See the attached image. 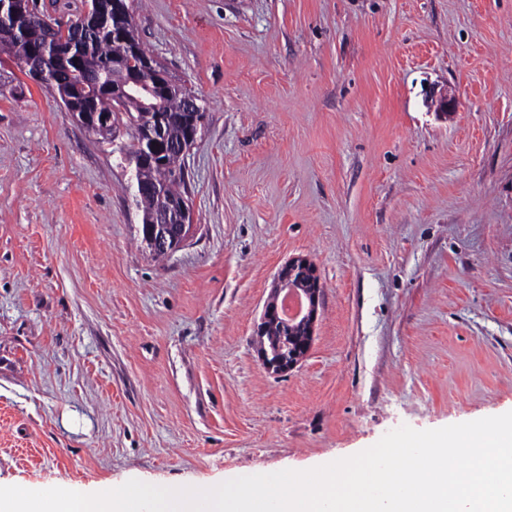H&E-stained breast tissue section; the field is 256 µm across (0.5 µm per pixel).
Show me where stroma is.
<instances>
[{
  "label": "stroma",
  "instance_id": "35a3bbf8",
  "mask_svg": "<svg viewBox=\"0 0 512 512\" xmlns=\"http://www.w3.org/2000/svg\"><path fill=\"white\" fill-rule=\"evenodd\" d=\"M135 23L206 113L161 261L125 128L100 142L0 49V483L213 485L512 411V0H141ZM295 257L312 344L275 373L256 328Z\"/></svg>",
  "mask_w": 512,
  "mask_h": 512
}]
</instances>
